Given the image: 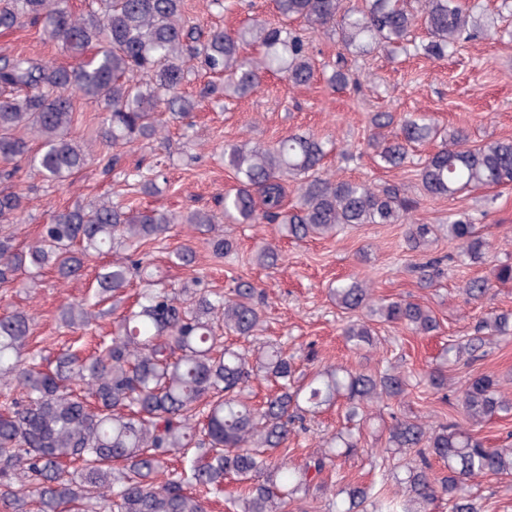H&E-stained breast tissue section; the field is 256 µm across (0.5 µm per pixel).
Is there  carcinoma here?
<instances>
[{"label": "carcinoma", "instance_id": "cac0c4a2", "mask_svg": "<svg viewBox=\"0 0 512 512\" xmlns=\"http://www.w3.org/2000/svg\"><path fill=\"white\" fill-rule=\"evenodd\" d=\"M63 2L0 0V30L34 26L43 40L73 58L68 66L22 54L0 58V178L5 181L25 166L51 183H63L93 163L108 174L123 148L161 143V109L183 122L199 105V99L181 94L195 67L222 79L204 85L200 99L218 92L226 99L245 96L273 70L295 85L310 83L316 68L295 22L336 30L344 47L360 54L395 47L442 58L460 41L505 21L484 14L479 0H366L356 7L346 0H274L277 22L256 20L228 33L185 16L183 0H89L83 16ZM420 22L425 41L414 36ZM252 45L261 47L260 56L245 55ZM82 100L104 112L94 144L86 146L71 134ZM391 120L376 116L367 139L374 157L390 168L405 167L413 145L441 135L425 114L401 117L395 135L384 132ZM325 156L326 142L302 134L271 147L247 142L225 147L224 163L236 176V184L224 192L225 222L276 224L295 239L334 237L360 224H408L417 201L400 186L335 178L322 171ZM417 176L431 198L511 184L512 140L470 146L466 132L458 129L419 163ZM125 179L143 194L157 188L139 166ZM287 180L297 187L290 206ZM25 200L23 192L0 191V288H32L45 267L70 279L94 256L124 248L125 254L99 273L91 296L61 307L60 322L79 328L115 312L132 279L144 286L136 307L119 316L112 336L100 340L92 354L61 353L48 370L23 358L31 316L19 310L0 315V512H209L211 496L223 492L228 478L245 485L240 512H290L298 495L319 486L324 472L357 448L355 427L367 410L407 394V377L390 363L374 372L328 366L305 381L294 356L278 345H225L228 332L249 338L262 330L261 294L247 280L237 279L227 295L205 289L199 277L180 289L157 283L139 248L166 238L179 224L212 230L215 216L209 212L92 201L50 214L37 241L20 250L13 228L21 223ZM442 230L457 243L462 262L491 258L492 244L467 212L449 215L446 224H409L406 241L418 248ZM209 245L217 257L236 248L227 235L211 238ZM280 260L270 243L256 252L261 266ZM489 290V281L481 278L462 288L474 301ZM332 294L338 307L366 311L343 330L356 348L373 344L374 320L421 335L438 328L421 304L377 299L363 281H340ZM511 335L512 311L487 315L465 341L448 344L428 382L448 387L447 367L473 365L486 356L492 338ZM260 376L274 381L277 391L256 407L249 387ZM340 398L349 427L332 434L299 466L273 462L277 450L288 449L296 425ZM459 404L462 420L436 425L391 415L380 458H407L403 475L394 476L396 488H387L384 472L379 484L369 486L340 476L334 512H426L444 498L452 512H482L465 494L467 482L512 476V446L492 448L475 428L512 416V398L502 394L495 374L477 372L460 391ZM173 455L183 459L181 468L157 483ZM435 460L443 464L439 473Z\"/></svg>", "mask_w": 512, "mask_h": 512}]
</instances>
